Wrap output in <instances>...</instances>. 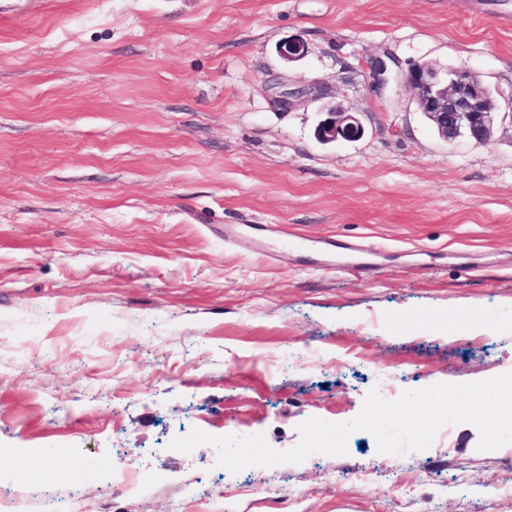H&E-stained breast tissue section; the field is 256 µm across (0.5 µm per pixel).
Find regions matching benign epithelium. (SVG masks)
I'll return each mask as SVG.
<instances>
[{
    "mask_svg": "<svg viewBox=\"0 0 512 512\" xmlns=\"http://www.w3.org/2000/svg\"><path fill=\"white\" fill-rule=\"evenodd\" d=\"M278 53L284 61L295 62L306 56L307 46L301 40L290 39L278 46ZM371 74L378 90L400 83L409 86L417 110L448 143L460 138L485 143L491 139L495 126L506 121L512 123V88L493 89L470 70L421 63L402 73L379 58L372 62ZM306 96L307 90L298 87L279 93L272 104L287 111ZM322 113L325 118L315 129L319 143L355 142L363 138L365 128L354 114L336 104L324 106Z\"/></svg>",
    "mask_w": 512,
    "mask_h": 512,
    "instance_id": "1",
    "label": "benign epithelium"
}]
</instances>
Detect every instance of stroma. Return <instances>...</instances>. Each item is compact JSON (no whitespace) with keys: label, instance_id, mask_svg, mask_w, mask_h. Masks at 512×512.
<instances>
[{"label":"stroma","instance_id":"obj_1","mask_svg":"<svg viewBox=\"0 0 512 512\" xmlns=\"http://www.w3.org/2000/svg\"><path fill=\"white\" fill-rule=\"evenodd\" d=\"M288 39L303 59L282 60ZM388 53L512 87V0H38L0 18V494L19 512L48 492L78 512H512V443L479 450L470 423L399 455L356 431L346 454L260 473L169 447L198 429L284 452L370 391L512 372V125L447 144L408 87L373 88ZM329 102L361 140H316ZM129 448L136 494L114 474Z\"/></svg>","mask_w":512,"mask_h":512}]
</instances>
